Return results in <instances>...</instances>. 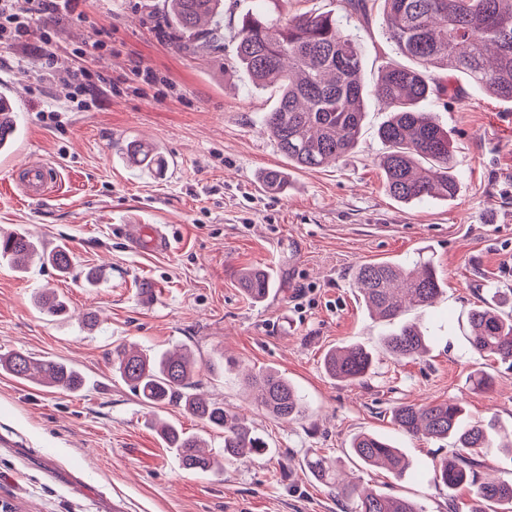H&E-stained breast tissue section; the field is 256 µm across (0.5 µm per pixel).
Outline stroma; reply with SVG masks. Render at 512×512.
<instances>
[{
    "label": "stroma",
    "mask_w": 512,
    "mask_h": 512,
    "mask_svg": "<svg viewBox=\"0 0 512 512\" xmlns=\"http://www.w3.org/2000/svg\"><path fill=\"white\" fill-rule=\"evenodd\" d=\"M162 0H77L52 32L58 69L36 64L35 38L0 47V89L16 102L20 134L0 154V230H30L47 250L65 246L70 273L33 263L26 273L0 261V354L24 350L62 360L86 384L69 393L0 370V498L15 512H342L304 467L314 450L339 457L344 471L373 491L408 497L424 512H470L473 492L448 491L434 467L450 442L411 437L394 425L402 402L461 400L470 417L512 428V366L485 362L465 336L468 314L488 289H512V103L465 83L455 96L423 101L454 146V198L401 204L385 190L377 136L386 104L369 96L357 147L335 164L297 170L283 195L260 175L287 167L264 129L273 89L253 86L234 60L241 16L284 18L334 11L357 38L363 81L401 56L387 37L382 10L347 12L343 0H224V41L183 49L161 25ZM85 67L96 104L71 109L66 71ZM152 69L156 82L138 71ZM59 110L55 123L42 111ZM158 146L162 170L122 162L128 141ZM52 167L49 197L26 198L11 161ZM171 240L157 250L142 228ZM432 264L443 282L431 306L410 310L431 337L424 357L395 361L389 330L353 286L358 264ZM247 267L269 270L275 287L261 302L237 283ZM53 291L69 312L43 314L36 296ZM94 313L98 324L82 318ZM360 344L374 361L361 381L331 378L325 353ZM120 344L145 352L190 348L200 393L224 402L269 444L262 457L226 462L220 475L184 469L152 425L164 419L204 433L224 452L222 431H206L179 407L151 408L112 372ZM268 368L298 389L305 413L272 419L246 395L242 372ZM496 377L472 388L479 370ZM373 432L412 461L403 479L366 470L347 457L350 439Z\"/></svg>",
    "instance_id": "obj_1"
}]
</instances>
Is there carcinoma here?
Segmentation results:
<instances>
[{"label": "carcinoma", "instance_id": "obj_1", "mask_svg": "<svg viewBox=\"0 0 512 512\" xmlns=\"http://www.w3.org/2000/svg\"><path fill=\"white\" fill-rule=\"evenodd\" d=\"M383 5L388 37L408 60L406 65L384 66L375 86V95L391 108L378 128L386 148L380 159L385 190L400 202L453 198L459 184L453 174L448 130L420 103L433 92L445 90L436 78L441 71L495 99L512 102V0H383ZM162 11L163 20L172 22L189 43L210 50L224 41V0H164ZM235 62L255 85L277 88L275 106L264 126L288 165L298 170L321 168L354 147L368 91L361 81L360 45L347 32L342 17L332 11L308 12L278 21L260 12L247 13L235 35ZM4 96L0 91V149L7 151L14 143L17 123L16 111L3 106ZM126 159L136 165L161 162L157 148L142 141L131 147ZM262 184L279 194L288 186L287 174L271 169ZM35 258L63 273L71 268L65 247L46 251L29 231L0 236V259L17 271H26ZM240 284L256 302L265 300L273 288L269 273L261 268L243 271ZM355 285L371 314L394 325L384 340L389 354L398 362L423 356L427 336L417 322L402 316L410 308L432 304L443 293L433 267L362 263ZM39 305L49 316L66 310V302L53 292L42 296ZM469 327L467 342L472 351L502 363L512 361V314L503 311V303L481 301L469 314ZM372 363L371 352L359 344L333 348L324 358L328 374L345 382L364 378ZM0 369L16 379L63 391L83 386V377L74 367L20 351L1 354ZM112 369L144 404L178 406L203 426L224 431V459L219 460L205 452L201 437L160 424L158 435L183 468L221 475L228 459L268 452L265 439L229 414L224 403L190 392L200 369L192 353L150 355L119 345L112 352ZM245 383L254 401L274 418L288 420L303 413L301 396L282 374L259 370L249 374ZM392 419L410 436L452 441L457 451L435 469L436 480L448 490L470 486L476 502L505 506L512 512V480L481 474L492 450L512 451V442L505 446L496 442L500 426L495 420L468 418L458 400L422 406L404 403L393 409ZM347 454L367 467H385L395 477L409 468L398 449L369 432L355 436ZM305 465L345 502L343 512H421L407 498L342 482L338 462L325 455L315 453Z\"/></svg>", "mask_w": 512, "mask_h": 512}]
</instances>
